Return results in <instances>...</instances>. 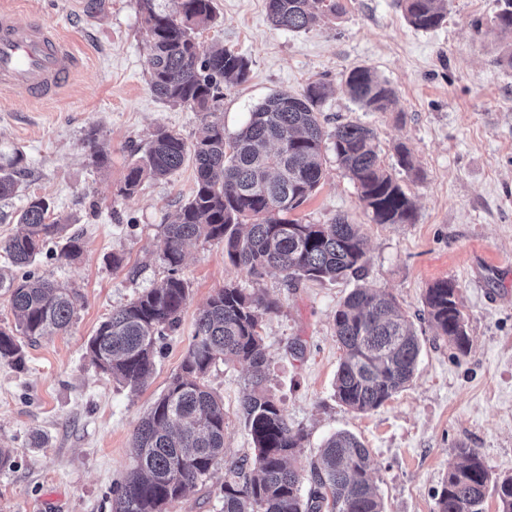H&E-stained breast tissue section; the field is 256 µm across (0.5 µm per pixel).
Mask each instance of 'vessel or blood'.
<instances>
[{
    "label": "vessel or blood",
    "instance_id": "obj_1",
    "mask_svg": "<svg viewBox=\"0 0 512 512\" xmlns=\"http://www.w3.org/2000/svg\"><path fill=\"white\" fill-rule=\"evenodd\" d=\"M78 60L51 26L17 24L10 11L0 10V89L27 88L42 99L58 94Z\"/></svg>",
    "mask_w": 512,
    "mask_h": 512
}]
</instances>
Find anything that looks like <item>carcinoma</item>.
<instances>
[{
  "instance_id": "obj_1",
  "label": "carcinoma",
  "mask_w": 512,
  "mask_h": 512,
  "mask_svg": "<svg viewBox=\"0 0 512 512\" xmlns=\"http://www.w3.org/2000/svg\"><path fill=\"white\" fill-rule=\"evenodd\" d=\"M139 0L151 53L150 86L161 100L186 106L206 118L204 133L189 144L178 133L158 128L140 163L129 166L119 193L130 196L143 179L165 178L191 159L197 185L176 219L162 225L169 276L112 311L87 344L95 363L132 390L153 374L158 339L175 328L189 298L180 276L184 248L198 237L224 241L229 261L258 279L270 270L290 281H335L359 274L366 241L359 229L339 217L330 224H303L288 214L316 191L323 176V154L332 150L376 224H412L415 207L380 159L374 132L357 123L324 129L321 106L328 95L322 81L302 93H277L250 112L236 134H224L218 115L224 85L248 80L249 62L220 45L200 51L194 32L215 19L213 0ZM494 30L512 36V0H499ZM267 16L279 28L308 31L344 13L342 0H266ZM405 21L432 30L446 21L447 0H396ZM347 95L361 109L384 112L394 103L390 83L358 67L344 80ZM25 157L16 152L0 161V202L18 190ZM49 202L30 196L18 214L25 231L0 247L19 276L0 272V289L10 294L15 328L0 330V359L22 360L19 337L30 340L65 330L77 310L74 293L28 267L47 242L67 225L49 221ZM424 304L438 335L456 356L470 352L458 285L440 280L427 288ZM278 310L274 300L228 284L212 296L196 319L181 372L137 425L134 467L113 491V512H163L206 479L224 461V405L204 383L218 360L244 361L251 368L250 392L243 400L245 425L254 453L224 465L222 512H385L369 476L368 450L353 434L337 432L311 469V488L301 494V474L291 459L303 437L288 423L280 403L264 389L268 365L261 334L263 316ZM334 332L343 357L335 393L349 409L379 408L413 378L421 350L413 324L395 298L371 288H355L336 311ZM438 512H483L488 490L499 512H512V475L491 479L473 448L454 449Z\"/></svg>"
}]
</instances>
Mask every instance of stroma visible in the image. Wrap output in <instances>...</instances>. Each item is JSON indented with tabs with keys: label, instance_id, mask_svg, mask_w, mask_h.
<instances>
[{
	"label": "stroma",
	"instance_id": "stroma-1",
	"mask_svg": "<svg viewBox=\"0 0 512 512\" xmlns=\"http://www.w3.org/2000/svg\"><path fill=\"white\" fill-rule=\"evenodd\" d=\"M345 13L307 32L275 28L266 0H214L216 20L200 27V49L213 43L246 57L250 76L224 89V129L238 132L250 112L277 92L298 94L320 80L332 92L322 107L326 130L359 123L376 136L383 163L416 206L411 224H376L333 153L318 189L293 213L306 224L343 217L367 241L359 279L286 282L250 277L201 238L187 249L181 275L189 298L167 349L139 391L116 383L86 346L100 324L168 275L164 220L196 186L192 162L164 179L147 178L130 196L118 189L156 128L194 142L200 113L157 98L138 0H0L22 23L54 27L79 64L57 95L36 100L0 91V153L21 151L26 171L6 212L30 195L46 197L50 219L68 222L82 252L40 254L36 273L72 288L77 311L66 332L24 343L23 361L0 360V446L14 464L0 470V512H113V488L134 462L132 438L171 377L179 372L196 319L233 283L276 299L264 318L266 388L303 437L293 465L309 476L334 433L356 435L387 512H437L454 458L479 451L492 476L512 475V68L505 40L492 29L496 0H448V20L424 32L409 27L394 0H344ZM367 67L388 80L396 103L361 110L345 95V73ZM110 153L108 168L90 159V140ZM406 145L416 169L397 165ZM122 264L113 267V256ZM456 280L471 350L462 358L430 324L424 295ZM394 296L413 322L421 352L412 381L379 408L358 413L335 396L343 352L334 317L356 286ZM247 364L217 362L205 383L224 404V458L252 454L241 401ZM223 468L167 505L166 512H222Z\"/></svg>",
	"mask_w": 512,
	"mask_h": 512
}]
</instances>
